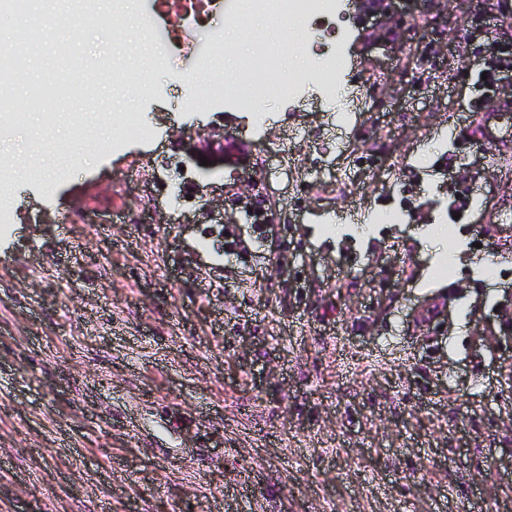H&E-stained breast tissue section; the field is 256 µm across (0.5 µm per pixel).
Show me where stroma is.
<instances>
[{
    "label": "stroma",
    "instance_id": "35a3bbf8",
    "mask_svg": "<svg viewBox=\"0 0 512 512\" xmlns=\"http://www.w3.org/2000/svg\"><path fill=\"white\" fill-rule=\"evenodd\" d=\"M499 0H465L453 26L420 17L419 0H395L408 30L454 47L464 68L447 81L404 72L383 41L354 43L356 68L328 92L335 112L304 106L285 119L268 101L266 145L343 165L360 133L387 129L395 114L399 160L378 169L349 198L301 195L289 169L268 173L269 196L287 225L250 227L227 247L224 227L198 202L170 200L186 164L193 181L223 189L248 173L251 150L228 143L207 163L178 149L181 131L248 127L239 112L200 109L172 86L208 46L177 58L161 49L142 97L85 75L117 50L145 47L138 16L123 12L119 38L95 19L56 30L39 44L13 95L59 78L73 92L23 113L0 133V168L18 171L0 189L14 212L0 225V512H484L512 503V276L476 286V258L448 228L456 172L481 189L485 210L512 220V142L482 97L480 69L493 39H512ZM211 28L233 46L224 75L259 67L252 41L223 13ZM80 40L78 65L60 68L61 44ZM381 71L382 108L356 118L336 150L303 140L304 130L348 113L354 88ZM139 113L151 140L112 135L95 121ZM447 151L451 176L429 178L440 208L411 224L376 219L416 171ZM399 240L418 263L388 250ZM76 445L59 447L58 426Z\"/></svg>",
    "mask_w": 512,
    "mask_h": 512
}]
</instances>
